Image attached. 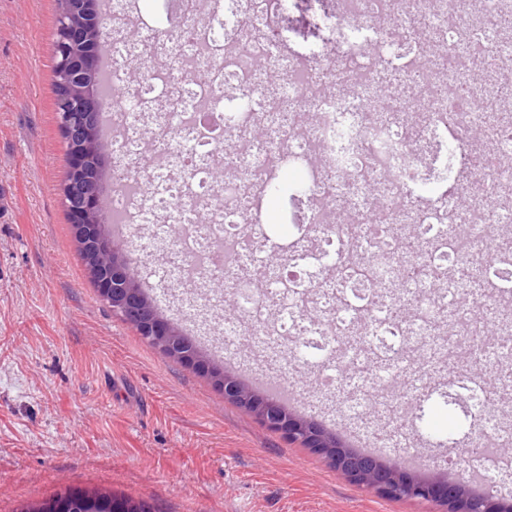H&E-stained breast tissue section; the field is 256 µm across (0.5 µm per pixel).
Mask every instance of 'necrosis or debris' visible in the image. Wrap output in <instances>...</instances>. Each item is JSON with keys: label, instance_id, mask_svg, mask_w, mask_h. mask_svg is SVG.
Wrapping results in <instances>:
<instances>
[{"label": "necrosis or debris", "instance_id": "4bbe7bcc", "mask_svg": "<svg viewBox=\"0 0 512 512\" xmlns=\"http://www.w3.org/2000/svg\"><path fill=\"white\" fill-rule=\"evenodd\" d=\"M468 4L171 0V21L155 25L138 0H110L112 87L123 95L108 116L113 223L135 241L144 225H176L179 279L223 276L256 334L298 342L326 388L338 381L339 338L355 331L390 363L391 389L393 363L445 312L457 343L476 342L512 306V251L491 252L512 223V124L492 86L473 80L512 58L500 26L512 0H481L475 16ZM300 12L316 35L297 46L285 23ZM134 167L153 192L130 178ZM287 168L305 175L289 193L316 247L297 246L269 279L257 226ZM457 264L495 280L481 318L456 304L446 271ZM391 286L414 301L408 322L393 315Z\"/></svg>", "mask_w": 512, "mask_h": 512}]
</instances>
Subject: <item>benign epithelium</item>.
<instances>
[{"label":"benign epithelium","instance_id":"obj_1","mask_svg":"<svg viewBox=\"0 0 512 512\" xmlns=\"http://www.w3.org/2000/svg\"><path fill=\"white\" fill-rule=\"evenodd\" d=\"M100 14L90 0H64L54 42L55 89L58 125L70 142L67 178L63 193L76 185L81 206L71 212L82 239L92 238L91 250L112 252V266L100 272L112 284L107 300L112 310L136 326L140 335L160 348H169L168 339L176 332L162 320L160 310L139 294V284L130 279L127 258L107 236L95 237L94 225L101 223L99 201L92 172L103 154L110 151L98 135L102 102L94 93L102 41L98 37ZM224 399L246 408L263 426L278 431L290 441L303 443L321 455L343 476L386 497L436 503L445 512H512V498L488 491L476 498L467 479L446 484L435 476H422L390 467L381 456L361 454L343 446L334 435L316 423L296 414H285L277 402L245 386L235 377L211 376ZM359 385L350 381L330 393L338 405L358 404Z\"/></svg>","mask_w":512,"mask_h":512}]
</instances>
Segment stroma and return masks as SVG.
Here are the masks:
<instances>
[{"label": "stroma", "instance_id": "stroma-1", "mask_svg": "<svg viewBox=\"0 0 512 512\" xmlns=\"http://www.w3.org/2000/svg\"><path fill=\"white\" fill-rule=\"evenodd\" d=\"M60 0H0V512L73 486L111 491L151 512H440L349 481L325 459L225 401L209 377L169 359L101 300L62 201L67 156L53 94ZM140 283L174 325L186 290L172 261L142 256ZM228 311L214 344L237 377L255 373ZM278 367L305 399L300 414L387 464L404 449L431 460L462 446L480 412L472 380L495 370L466 356L443 365L423 346L397 366L424 389L398 440L364 434L349 409L317 403L310 367Z\"/></svg>", "mask_w": 512, "mask_h": 512}]
</instances>
